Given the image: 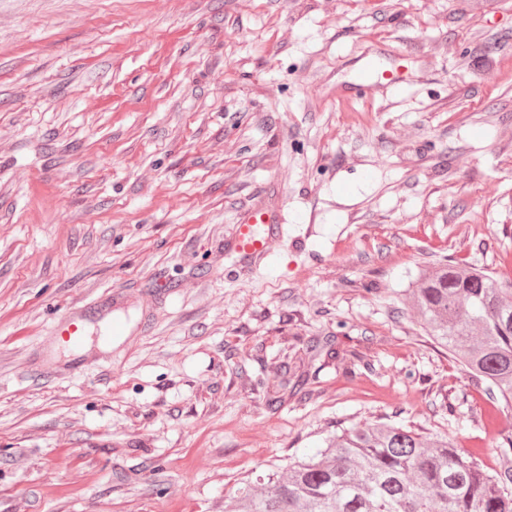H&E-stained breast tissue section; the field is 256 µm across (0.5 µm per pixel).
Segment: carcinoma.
<instances>
[{
  "label": "carcinoma",
  "instance_id": "cac0c4a2",
  "mask_svg": "<svg viewBox=\"0 0 512 512\" xmlns=\"http://www.w3.org/2000/svg\"><path fill=\"white\" fill-rule=\"evenodd\" d=\"M406 293L427 336L512 409V281L447 261ZM224 512H512V466L490 472L446 436L362 424L243 482Z\"/></svg>",
  "mask_w": 512,
  "mask_h": 512
}]
</instances>
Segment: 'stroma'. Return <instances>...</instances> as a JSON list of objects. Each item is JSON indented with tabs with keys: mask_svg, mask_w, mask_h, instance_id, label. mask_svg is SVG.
Listing matches in <instances>:
<instances>
[{
	"mask_svg": "<svg viewBox=\"0 0 512 512\" xmlns=\"http://www.w3.org/2000/svg\"><path fill=\"white\" fill-rule=\"evenodd\" d=\"M367 54L407 91L336 97ZM446 257L512 278V0H0V512H224L376 421L496 467ZM278 218L275 210L268 206H257L250 210L241 220L233 249L248 259H258L267 253L275 234Z\"/></svg>",
	"mask_w": 512,
	"mask_h": 512,
	"instance_id": "obj_1",
	"label": "stroma"
}]
</instances>
